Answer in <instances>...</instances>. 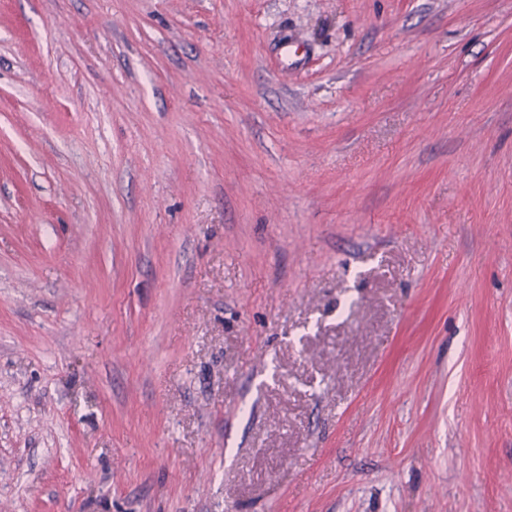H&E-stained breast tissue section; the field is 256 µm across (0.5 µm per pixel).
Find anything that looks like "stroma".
<instances>
[{"label":"stroma","instance_id":"1","mask_svg":"<svg viewBox=\"0 0 512 512\" xmlns=\"http://www.w3.org/2000/svg\"><path fill=\"white\" fill-rule=\"evenodd\" d=\"M0 512H512V0H0Z\"/></svg>","mask_w":512,"mask_h":512}]
</instances>
